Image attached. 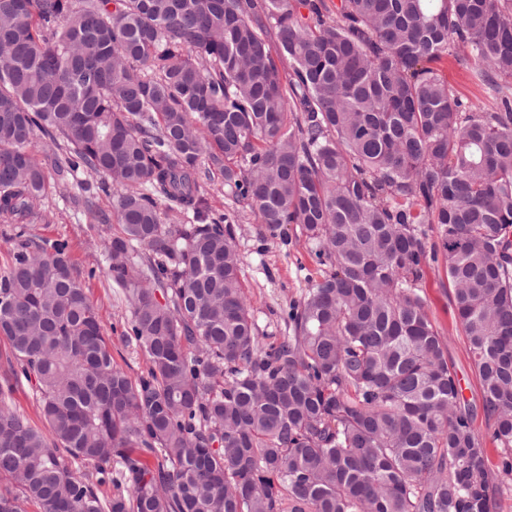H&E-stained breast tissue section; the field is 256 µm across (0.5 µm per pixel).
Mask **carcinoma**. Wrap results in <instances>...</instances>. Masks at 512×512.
<instances>
[{
  "mask_svg": "<svg viewBox=\"0 0 512 512\" xmlns=\"http://www.w3.org/2000/svg\"><path fill=\"white\" fill-rule=\"evenodd\" d=\"M0 45V219L29 223L54 189L40 134L66 140L69 171L108 178L107 275L150 363L136 379L114 364L67 242L17 234L0 337L18 368L0 397L35 381L48 432L0 407V512H496L512 477V0H0ZM453 51L495 110L432 67ZM204 157L259 241L293 224L321 266L277 343L244 293L235 215L206 212ZM431 262L496 470L420 294ZM108 479L125 490L101 497Z\"/></svg>",
  "mask_w": 512,
  "mask_h": 512,
  "instance_id": "carcinoma-1",
  "label": "carcinoma"
}]
</instances>
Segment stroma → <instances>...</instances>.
<instances>
[{"instance_id":"1","label":"stroma","mask_w":512,"mask_h":512,"mask_svg":"<svg viewBox=\"0 0 512 512\" xmlns=\"http://www.w3.org/2000/svg\"><path fill=\"white\" fill-rule=\"evenodd\" d=\"M441 66L449 88L464 104L494 108V100L474 77L470 65L451 54L443 59ZM37 154L56 189L40 201L34 218L22 230L43 242L67 241L70 259L80 272L90 299L99 309L115 364L134 378L146 374L149 367L146 355L126 339L130 318L126 294L107 275L110 263L107 245L118 229L116 219L111 216L115 194L112 184L100 174L60 172L47 144H40ZM201 191L211 217L219 219L231 211L237 215L235 232L243 286L264 343L275 342L285 333L284 309L301 297L308 280L319 276L320 267L298 231H290L289 242L285 245L277 241L260 242L256 215L250 209L235 206L224 191L221 176L204 180ZM420 288L429 314L447 343L448 367L459 381L473 426L485 441L488 464L498 468L501 450L491 439L493 423L484 413L480 379L456 318L451 302L452 289L442 266L430 264Z\"/></svg>"}]
</instances>
